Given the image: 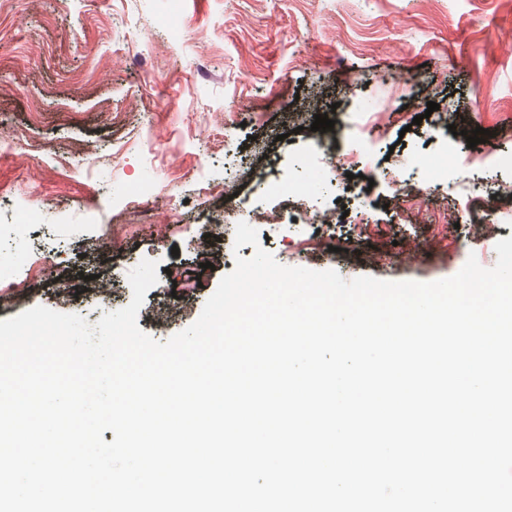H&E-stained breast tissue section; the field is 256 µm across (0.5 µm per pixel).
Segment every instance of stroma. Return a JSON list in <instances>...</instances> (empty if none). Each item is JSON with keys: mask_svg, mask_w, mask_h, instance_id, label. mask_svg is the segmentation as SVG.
I'll return each instance as SVG.
<instances>
[{"mask_svg": "<svg viewBox=\"0 0 512 512\" xmlns=\"http://www.w3.org/2000/svg\"><path fill=\"white\" fill-rule=\"evenodd\" d=\"M508 100L512 0H0V320L44 306L96 323L150 259L137 325L167 341L253 255L224 218L244 200L285 266L420 282L472 254L493 267L512 237V197L482 219L512 184ZM327 112L333 130L311 131ZM334 154L372 173L370 203L343 190ZM392 163L427 196L398 200ZM288 177L339 222L298 221ZM449 206L471 222L436 223Z\"/></svg>", "mask_w": 512, "mask_h": 512, "instance_id": "1", "label": "stroma"}]
</instances>
